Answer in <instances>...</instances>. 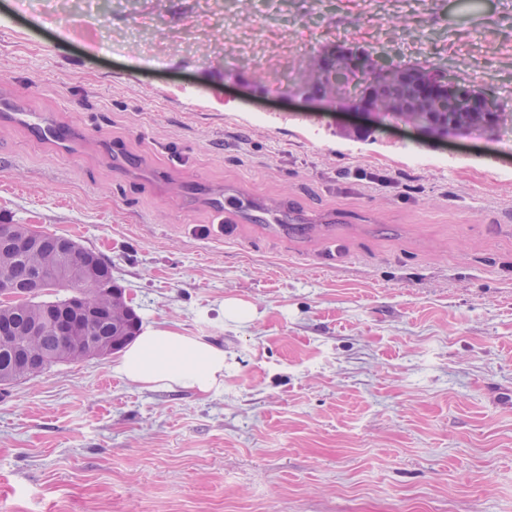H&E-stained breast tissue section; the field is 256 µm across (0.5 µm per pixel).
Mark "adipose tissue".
<instances>
[{
    "label": "adipose tissue",
    "instance_id": "obj_1",
    "mask_svg": "<svg viewBox=\"0 0 512 512\" xmlns=\"http://www.w3.org/2000/svg\"><path fill=\"white\" fill-rule=\"evenodd\" d=\"M115 370L145 389L208 394L224 385V350L162 325L150 326L125 347Z\"/></svg>",
    "mask_w": 512,
    "mask_h": 512
}]
</instances>
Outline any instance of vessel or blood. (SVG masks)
<instances>
[{
	"label": "vessel or blood",
	"instance_id": "vessel-or-blood-1",
	"mask_svg": "<svg viewBox=\"0 0 512 512\" xmlns=\"http://www.w3.org/2000/svg\"><path fill=\"white\" fill-rule=\"evenodd\" d=\"M24 124L34 133L37 141L51 145L59 156H68L71 152L76 131L57 124L50 114L27 111L19 102L0 99V125ZM214 207L220 218H232L240 221L259 220L269 224L280 235L329 234L326 224H289L285 221V209L267 206L254 198L240 199L235 193L226 192L216 195Z\"/></svg>",
	"mask_w": 512,
	"mask_h": 512
}]
</instances>
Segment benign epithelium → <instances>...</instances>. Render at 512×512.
<instances>
[{
  "label": "benign epithelium",
  "mask_w": 512,
  "mask_h": 512,
  "mask_svg": "<svg viewBox=\"0 0 512 512\" xmlns=\"http://www.w3.org/2000/svg\"><path fill=\"white\" fill-rule=\"evenodd\" d=\"M321 69L316 73V82H335L341 73L356 69L355 61L350 54L325 53L321 58ZM398 71V91L386 96L387 105L393 112H426L431 101L436 100L454 107L464 106L466 112H501L503 106L494 99L480 93L475 86L460 82L450 73L412 69L408 66L395 67L390 60L376 56L372 58L369 69V82L373 89L365 98L356 99V108L378 119L382 117L381 108L375 104V88H385L386 81L392 71ZM41 237L28 229L9 238L11 250L25 254L36 247ZM59 283L73 290L70 301L62 310L61 315L53 319L46 315L43 322L51 326L59 336H80V348L93 349L95 355L106 356L117 350V346H99L90 332L91 323L99 316L100 308L88 302L80 287L91 284L100 289L107 302H112V286L100 276L97 260L85 266L67 268L64 264L55 267H38L33 270L26 292L22 293L5 275L0 276V304L21 306L25 299L41 293L48 284ZM41 322V323H43ZM41 323L34 322L27 333L33 340L40 336Z\"/></svg>",
  "instance_id": "obj_1"
}]
</instances>
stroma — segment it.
I'll return each mask as SVG.
<instances>
[{
	"label": "stroma",
	"instance_id": "obj_1",
	"mask_svg": "<svg viewBox=\"0 0 512 512\" xmlns=\"http://www.w3.org/2000/svg\"><path fill=\"white\" fill-rule=\"evenodd\" d=\"M339 48L452 69L506 125L256 95ZM510 85L512 0H0V98L83 130L57 158L0 125V224L98 252L143 326L226 355L206 395L112 356L6 386L0 512H512ZM225 189L333 235L218 222Z\"/></svg>",
	"mask_w": 512,
	"mask_h": 512
}]
</instances>
